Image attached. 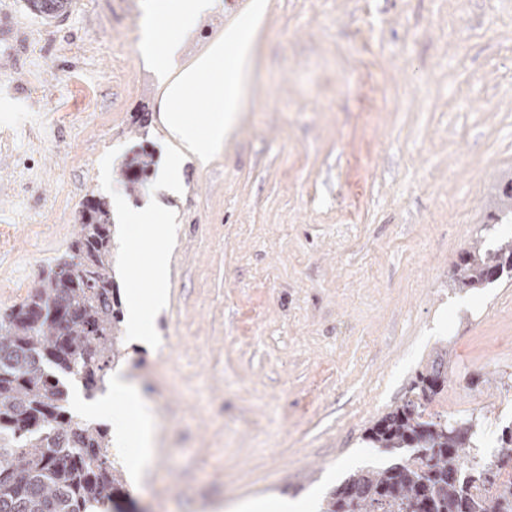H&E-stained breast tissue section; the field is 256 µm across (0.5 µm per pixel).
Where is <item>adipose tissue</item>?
<instances>
[{
	"mask_svg": "<svg viewBox=\"0 0 512 512\" xmlns=\"http://www.w3.org/2000/svg\"><path fill=\"white\" fill-rule=\"evenodd\" d=\"M220 0H145L144 26L138 49L156 67L163 68L182 40L199 22L211 14ZM264 9L263 0H253L248 14L229 26L211 42L205 52L166 80L163 89V123L167 130L168 148L158 168L156 182L168 196H180L184 187L182 169L187 160L206 167L214 154L224 146V139L235 128L242 108L246 66L252 47L253 25ZM203 88L206 110L188 118L183 104L190 90ZM112 213L117 223L134 242L149 240L156 247L147 263L152 285L139 287L140 270L129 263L126 277L130 286L128 331L143 342L154 334L151 310L167 298L169 255L160 242L168 232L170 214L162 205L146 203L132 206L126 197L112 196ZM121 398L128 419L116 420L113 430L118 446H131L136 469L151 465L156 453L155 417L140 389L123 378L112 381L109 399L91 405L96 415L106 414L112 398Z\"/></svg>",
	"mask_w": 512,
	"mask_h": 512,
	"instance_id": "adipose-tissue-1",
	"label": "adipose tissue"
}]
</instances>
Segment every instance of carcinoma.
Wrapping results in <instances>:
<instances>
[{
    "label": "carcinoma",
    "mask_w": 512,
    "mask_h": 512,
    "mask_svg": "<svg viewBox=\"0 0 512 512\" xmlns=\"http://www.w3.org/2000/svg\"><path fill=\"white\" fill-rule=\"evenodd\" d=\"M44 18H58L71 0H28ZM111 216L101 197L87 200L79 233L17 308L0 314V512H128L123 463L110 452L108 429L71 414L67 380L88 398L105 390L123 358L119 302L112 286ZM512 273V241L468 252L454 285L477 288L489 270ZM446 361L432 360L411 396L384 414L370 438L381 448H409L408 459L360 469L335 487L321 512H512V436L498 460L470 455L472 426L426 420L425 402L442 389Z\"/></svg>",
    "instance_id": "carcinoma-1"
}]
</instances>
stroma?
Instances as JSON below:
<instances>
[{
  "instance_id": "35a3bbf8",
  "label": "stroma",
  "mask_w": 512,
  "mask_h": 512,
  "mask_svg": "<svg viewBox=\"0 0 512 512\" xmlns=\"http://www.w3.org/2000/svg\"><path fill=\"white\" fill-rule=\"evenodd\" d=\"M252 0H221L190 63ZM144 0H73L57 19L0 0V309L24 301L87 198L178 214L156 341L119 364L156 418L144 512L249 497L324 500L408 458L368 431L448 355L426 413L512 432V279L459 289L466 252L512 239V0H266L242 119L185 190L155 183L162 75L137 50ZM150 167L128 191L125 172Z\"/></svg>"
}]
</instances>
